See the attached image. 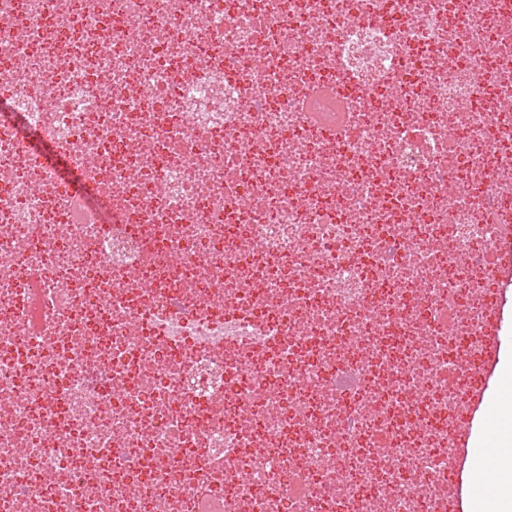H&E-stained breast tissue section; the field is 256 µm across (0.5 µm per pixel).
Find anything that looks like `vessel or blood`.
<instances>
[{"instance_id": "vessel-or-blood-1", "label": "vessel or blood", "mask_w": 512, "mask_h": 512, "mask_svg": "<svg viewBox=\"0 0 512 512\" xmlns=\"http://www.w3.org/2000/svg\"><path fill=\"white\" fill-rule=\"evenodd\" d=\"M56 169L69 194L78 197L87 193L86 181L72 170L69 161H61ZM506 339L501 316H492L485 327L482 349L456 360L457 384L466 396V404L454 416L459 462L448 473L452 512H473L475 503L496 482V471L490 462L498 456L500 447L490 381Z\"/></svg>"}]
</instances>
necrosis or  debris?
Listing matches in <instances>:
<instances>
[{"mask_svg": "<svg viewBox=\"0 0 512 512\" xmlns=\"http://www.w3.org/2000/svg\"><path fill=\"white\" fill-rule=\"evenodd\" d=\"M508 17L0 0V512H448L450 353L512 243ZM30 149L33 150V155L41 163L49 165L59 172L61 179L63 180V186L69 194L74 197H79L89 191L83 176L72 170L69 160L64 153L51 149L55 158L60 160L61 163L59 164L56 160H48V158L35 146Z\"/></svg>", "mask_w": 512, "mask_h": 512, "instance_id": "4bbe7bcc", "label": "necrosis or debris"}]
</instances>
